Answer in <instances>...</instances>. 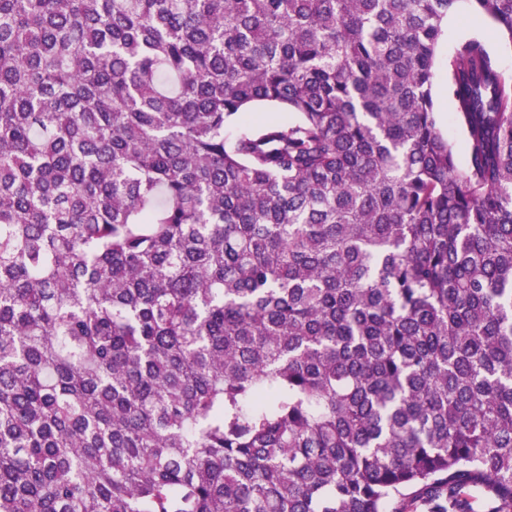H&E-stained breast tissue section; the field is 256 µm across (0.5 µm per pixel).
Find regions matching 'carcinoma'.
<instances>
[{
    "label": "carcinoma",
    "mask_w": 512,
    "mask_h": 512,
    "mask_svg": "<svg viewBox=\"0 0 512 512\" xmlns=\"http://www.w3.org/2000/svg\"><path fill=\"white\" fill-rule=\"evenodd\" d=\"M459 2L0 0V512H512V77L448 57L460 163ZM470 8L467 2H462L458 11L455 14L448 16L447 32L442 40L440 52L438 54V61L436 67V74L433 85V95L437 104L438 112H443L441 128L448 139L456 144L459 158L461 162L465 160V150L463 143V136L460 130L448 121V98L444 95V89L447 85V71L445 63L457 44L468 37L478 33V29L472 24L469 15Z\"/></svg>",
    "instance_id": "1"
}]
</instances>
